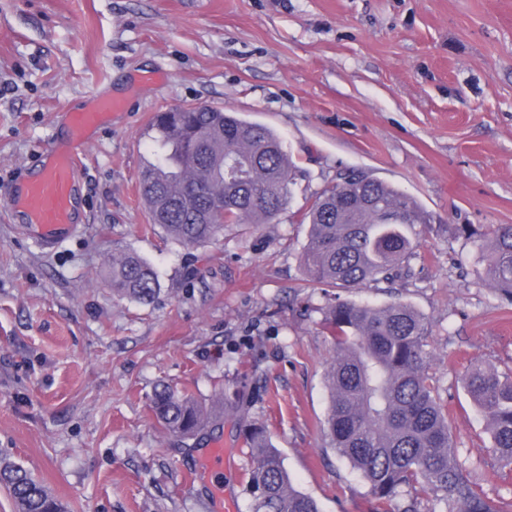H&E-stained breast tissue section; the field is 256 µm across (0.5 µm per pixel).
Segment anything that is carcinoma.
Listing matches in <instances>:
<instances>
[{
    "label": "carcinoma",
    "mask_w": 512,
    "mask_h": 512,
    "mask_svg": "<svg viewBox=\"0 0 512 512\" xmlns=\"http://www.w3.org/2000/svg\"><path fill=\"white\" fill-rule=\"evenodd\" d=\"M154 123L153 160L139 191L152 223L168 238L199 246L216 239L226 224H272L286 209L292 164L267 126L206 105L159 112ZM306 219L300 262L311 281L334 288L409 274L415 228L426 223L412 197L355 173L321 191ZM457 231L480 242L485 280L512 305V224L484 230L460 224ZM109 280L117 296L143 304L159 292L155 271L133 252L112 254ZM319 311L335 343L325 372L329 445L364 480L373 512H392V502L415 484L442 512H512V501L480 489L452 441L448 405L429 376L426 318L407 303L375 306L338 296ZM461 383L487 419L496 458L511 467L512 373L477 363ZM151 408L162 427L181 439L215 422L206 408L165 384L154 390ZM240 436L254 456L251 512H321L293 485L264 425H249ZM0 486L16 512H66L37 477L7 457H0Z\"/></svg>",
    "instance_id": "obj_1"
}]
</instances>
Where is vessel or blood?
<instances>
[{"label":"vessel or blood","instance_id":"1","mask_svg":"<svg viewBox=\"0 0 512 512\" xmlns=\"http://www.w3.org/2000/svg\"><path fill=\"white\" fill-rule=\"evenodd\" d=\"M121 100L107 96L94 104L67 113L68 137L41 150L35 173L20 181L7 200V209L22 229L34 230L40 245L56 247L76 231L78 173L81 167L79 146L88 134L98 130L107 117L121 109ZM198 471L211 480V493L222 500L225 512H235L232 499L224 495V444L213 442L199 462Z\"/></svg>","mask_w":512,"mask_h":512}]
</instances>
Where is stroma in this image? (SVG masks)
<instances>
[{
  "label": "stroma",
  "instance_id": "35a3bbf8",
  "mask_svg": "<svg viewBox=\"0 0 512 512\" xmlns=\"http://www.w3.org/2000/svg\"><path fill=\"white\" fill-rule=\"evenodd\" d=\"M127 99L83 145L82 217L55 249L16 229L6 199L65 112ZM208 104L271 127L295 183L277 223L228 224L186 248L139 194L156 112ZM361 172L415 198L429 224L409 277L341 290L411 304L431 324L430 373L459 452L512 501V470L460 378L512 371V305L482 279L456 225L512 224V0H0V452L69 512H215L193 478L210 442L224 487L251 512L239 435L264 424L321 512H371L328 445L334 342L300 253L317 193ZM136 252L160 292L112 294L105 264ZM221 426L183 444L155 419L159 383Z\"/></svg>",
  "mask_w": 512,
  "mask_h": 512
}]
</instances>
